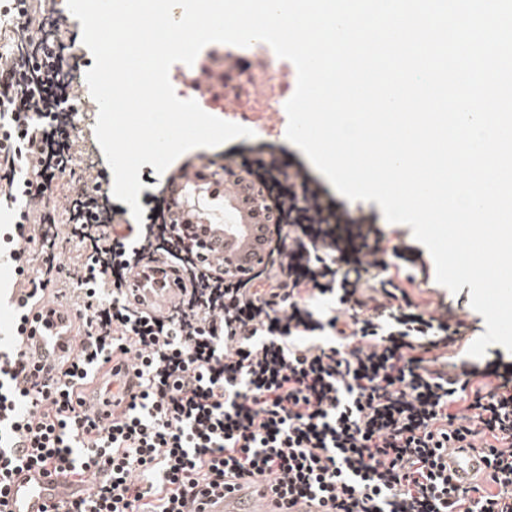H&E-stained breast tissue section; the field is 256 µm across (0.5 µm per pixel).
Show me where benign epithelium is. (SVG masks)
I'll list each match as a JSON object with an SVG mask.
<instances>
[{"instance_id":"7a95c632","label":"benign epithelium","mask_w":512,"mask_h":512,"mask_svg":"<svg viewBox=\"0 0 512 512\" xmlns=\"http://www.w3.org/2000/svg\"><path fill=\"white\" fill-rule=\"evenodd\" d=\"M233 178L240 182L242 190L254 205L250 211L241 210L242 220L237 224H222L220 231L208 229L200 224L196 216L198 205L189 204V188L174 186L171 211L165 215V223L180 224L185 229L184 235L177 239V248L186 254L197 269H203L210 249L224 246V271L238 278H245L263 266L269 259L268 228L282 222L280 208L267 202L259 184L251 183L242 174L236 173L229 166L214 169L204 166L198 182L221 181Z\"/></svg>"}]
</instances>
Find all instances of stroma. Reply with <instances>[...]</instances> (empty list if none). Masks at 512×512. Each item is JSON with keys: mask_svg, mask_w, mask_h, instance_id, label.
Instances as JSON below:
<instances>
[{"mask_svg": "<svg viewBox=\"0 0 512 512\" xmlns=\"http://www.w3.org/2000/svg\"><path fill=\"white\" fill-rule=\"evenodd\" d=\"M45 16L48 21L68 15L69 9L66 0H45ZM55 37V44L65 56L75 57L76 62L70 69L72 77L71 88L79 92H86L88 85L85 80L86 72L93 67L94 59L91 52L83 44L81 39L80 21H72L66 28L55 26L52 30ZM205 112L222 117L223 120L244 124L252 130V137H242L223 145L191 149L182 154V161H193L195 167H203L205 160H219L221 154L226 152H237L243 155L263 154L264 157L272 159L279 165L288 164L302 166L303 169L313 177L314 180H321L322 175L307 159L305 154L286 138L288 117L286 113L277 112L274 114L260 115L257 113H245L238 115L232 112H222L220 107L205 105ZM96 113L88 112L78 116L75 120L76 127L70 132L72 140V151L75 159V182L73 186L89 189L95 185H106L112 183L113 174L105 159V156L95 136ZM70 186V187H73ZM70 187H59L53 199L56 202H64ZM470 287H462L459 293H452L440 285L436 279H429L427 283L412 289L411 296L419 303L437 304L438 301L451 303L458 317L462 319L467 331L462 341L463 346H470L476 339L477 334L472 327L479 321L480 315L470 305Z\"/></svg>", "mask_w": 512, "mask_h": 512, "instance_id": "obj_1", "label": "stroma"}]
</instances>
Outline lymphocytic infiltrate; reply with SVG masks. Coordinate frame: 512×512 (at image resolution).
<instances>
[{
	"mask_svg": "<svg viewBox=\"0 0 512 512\" xmlns=\"http://www.w3.org/2000/svg\"><path fill=\"white\" fill-rule=\"evenodd\" d=\"M39 0H0V205L34 225L41 265L17 299L59 274L57 213L79 247L74 267L80 352L16 389L0 369V499L22 466H50L82 495L64 512H201L206 499L255 478L289 502L322 512H512V362L449 355L463 338L450 304L415 303L420 252L386 250L309 177L244 161L269 194L287 197L277 255L241 279L170 250L164 196L145 194L143 221L106 190L81 189L57 208L74 175L68 136L48 103L62 60L42 35ZM34 167H27L26 157ZM356 224L344 235L340 225ZM159 263L184 283L151 315L124 284L135 265ZM133 358L120 413L95 416L85 391L94 361ZM480 451L479 483L448 475V451Z\"/></svg>",
	"mask_w": 512,
	"mask_h": 512,
	"instance_id": "f902f5d3",
	"label": "lymphocytic infiltrate"
}]
</instances>
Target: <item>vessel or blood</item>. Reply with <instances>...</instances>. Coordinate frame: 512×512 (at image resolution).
<instances>
[{
	"mask_svg": "<svg viewBox=\"0 0 512 512\" xmlns=\"http://www.w3.org/2000/svg\"><path fill=\"white\" fill-rule=\"evenodd\" d=\"M239 64V57L228 52L219 67L199 69L191 80L194 96L207 98L217 94L224 75L236 73ZM181 288L182 283L176 276H169L166 284L161 286L149 282L139 269L125 284L127 296L150 314L165 311L180 295ZM76 324L75 314L69 307L44 298L33 302L26 322L12 327L10 339L29 366L57 367L73 359L78 351ZM483 466L478 451L453 448L448 452V473L456 484H469ZM76 491V486L40 469L24 470L12 478L4 509L5 512H46L47 507L71 499ZM211 512H276V507L258 484L248 488L242 486L226 494Z\"/></svg>",
	"mask_w": 512,
	"mask_h": 512,
	"instance_id": "obj_1",
	"label": "vessel or blood"
}]
</instances>
